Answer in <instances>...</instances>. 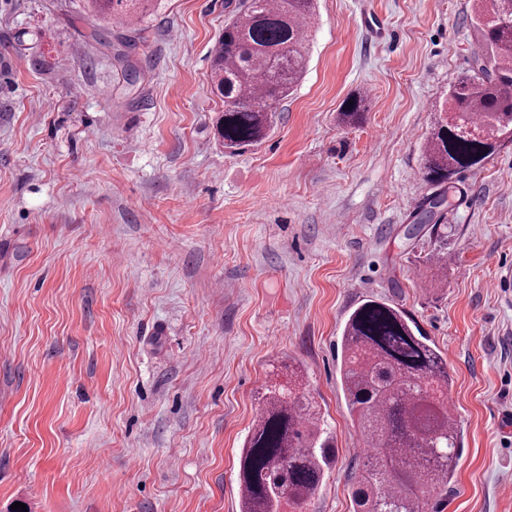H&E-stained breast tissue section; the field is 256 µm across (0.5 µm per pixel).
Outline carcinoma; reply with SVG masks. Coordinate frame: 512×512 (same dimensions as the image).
I'll return each instance as SVG.
<instances>
[{"instance_id": "cac0c4a2", "label": "carcinoma", "mask_w": 512, "mask_h": 512, "mask_svg": "<svg viewBox=\"0 0 512 512\" xmlns=\"http://www.w3.org/2000/svg\"><path fill=\"white\" fill-rule=\"evenodd\" d=\"M111 22L141 24L153 0H89ZM315 0H251L229 12L211 55V87L224 99L216 133L236 153L268 134L275 105L307 67ZM471 73L448 90L450 115L424 148L429 197L417 224H435L451 206L454 177L488 160L512 128V0H482ZM341 387L370 451L358 466L357 512H428L425 493L447 488L463 451L448 408L451 377L435 342L401 305L369 297L341 336ZM332 437L304 394L267 384L239 458L240 512L303 508L331 463Z\"/></svg>"}]
</instances>
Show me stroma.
<instances>
[{
	"label": "stroma",
	"mask_w": 512,
	"mask_h": 512,
	"mask_svg": "<svg viewBox=\"0 0 512 512\" xmlns=\"http://www.w3.org/2000/svg\"><path fill=\"white\" fill-rule=\"evenodd\" d=\"M226 3L161 0L129 47L83 0H0V512H239L257 392L292 366L335 441L303 512H353L337 348L371 296L448 364L463 454L436 512H512V146L408 235L476 0H318L304 78L235 154Z\"/></svg>",
	"instance_id": "1"
}]
</instances>
